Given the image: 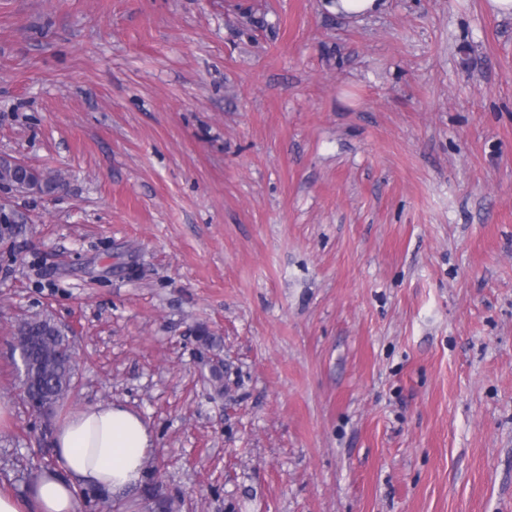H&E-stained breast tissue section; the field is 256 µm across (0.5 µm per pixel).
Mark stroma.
Wrapping results in <instances>:
<instances>
[{
  "label": "stroma",
  "instance_id": "35a3bbf8",
  "mask_svg": "<svg viewBox=\"0 0 512 512\" xmlns=\"http://www.w3.org/2000/svg\"><path fill=\"white\" fill-rule=\"evenodd\" d=\"M485 0H0V491L75 348L172 512H512V17ZM325 8L336 15L349 19H361L381 9L383 0H324ZM0 181L13 186L27 187L29 192L49 194L61 186L62 179L47 177L33 168L24 169L10 159L0 158ZM26 224V217L16 211L6 212L0 208V240L13 239ZM14 336L23 366L20 388L25 399L36 409L46 406L54 410L68 397L74 372L64 332L44 314L19 321Z\"/></svg>",
  "mask_w": 512,
  "mask_h": 512
}]
</instances>
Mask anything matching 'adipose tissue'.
Listing matches in <instances>:
<instances>
[{
	"mask_svg": "<svg viewBox=\"0 0 512 512\" xmlns=\"http://www.w3.org/2000/svg\"><path fill=\"white\" fill-rule=\"evenodd\" d=\"M154 445L153 431L125 406L82 408L56 429L55 466L39 473L26 496L0 492V512H79L83 487L123 498L142 484L143 460Z\"/></svg>",
	"mask_w": 512,
	"mask_h": 512,
	"instance_id": "adipose-tissue-1",
	"label": "adipose tissue"
}]
</instances>
